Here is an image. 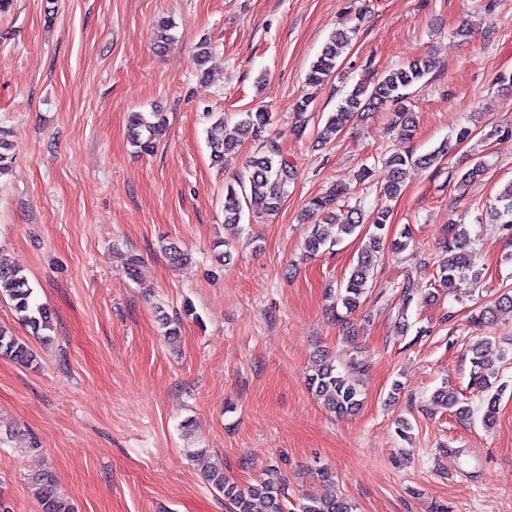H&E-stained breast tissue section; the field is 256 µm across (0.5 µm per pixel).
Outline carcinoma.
I'll list each match as a JSON object with an SVG mask.
<instances>
[{
    "label": "carcinoma",
    "instance_id": "1",
    "mask_svg": "<svg viewBox=\"0 0 512 512\" xmlns=\"http://www.w3.org/2000/svg\"><path fill=\"white\" fill-rule=\"evenodd\" d=\"M173 24L169 20H160L157 24L155 48L164 51L173 42L170 34ZM351 40L349 30L338 29L323 46L316 61L306 75V83L318 87L334 73L340 50ZM437 68V62L430 56L419 57L408 64L393 69L375 80L366 79L357 83L344 99L339 108L325 119L324 126L317 131L318 139L328 143L352 120L358 112L374 109L388 102L400 105L394 121L397 134L404 140L413 138L414 123L409 117L404 102L409 96L408 90ZM272 114L258 109L243 112L234 124L224 121V115L216 116L208 130V147L211 160L216 165L224 164V157L233 154L241 142L258 135L271 123ZM166 125V116L162 112H133L128 118V131L131 144L143 153L154 149L155 140ZM473 131L460 127L455 136L442 141L431 152L416 156L412 152L396 153L389 156L386 164L390 169L388 182L380 189V197L387 201L396 198L402 187L405 167L417 165L430 167L437 165L453 153L456 147L467 142ZM485 167L477 162L458 174V185L465 187L484 175ZM294 170L281 156L279 146L268 142L265 148L246 160L244 171L224 189V223H240L244 203L248 199H260L269 213L280 208L287 193L288 184L293 180ZM348 188L337 184L321 196L307 202L305 214L320 217V223L313 225L305 240V252L316 255L331 250L341 240L352 235L363 224L362 213L352 209L345 214L334 212L337 200L346 195ZM488 216L512 235V182L505 184L489 206ZM390 218V209L380 206L373 217V230L368 233V241L357 257V264L350 275L340 284L337 299L350 314L360 307L367 293L368 282L378 257L385 250L405 249L407 242L390 239L386 226ZM475 239L463 224L448 225V240L445 245L448 257L438 264L437 282L441 285L455 286L466 281L465 273L477 264ZM0 295L8 298L21 322L30 330L31 335L40 336L50 329V312L46 306L35 302L33 288L21 270L0 263ZM512 313V295L502 294L494 301L482 306L471 323L477 328L494 324L498 313ZM0 352L12 359L31 365L36 362V353L24 340L15 336L9 329L0 326ZM473 368L472 383L480 392L482 420L488 424L495 419L497 406L506 385L496 384L498 372L492 368L486 358L483 341L479 340L470 347ZM366 371L361 363L351 360L344 370L337 369L335 361L325 357L316 361L308 377V388L315 395L325 398L328 408L339 418L354 414L363 403L362 390L358 374ZM435 397L463 420L473 415L471 403L460 399L446 390H439ZM205 481L224 495L229 504V512H285L284 493L286 480L280 471L268 470L266 478L256 485L239 486L229 482L223 469L214 467L205 474ZM40 482L46 488L40 492L43 512H71L60 498L48 489L52 479L44 477ZM299 512H351V505L344 499L334 496L309 495L299 505Z\"/></svg>",
    "mask_w": 512,
    "mask_h": 512
}]
</instances>
